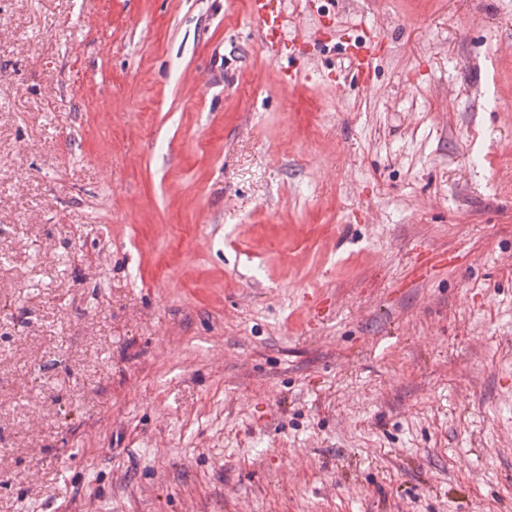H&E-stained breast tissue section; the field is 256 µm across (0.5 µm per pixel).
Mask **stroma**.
Masks as SVG:
<instances>
[{"label": "stroma", "instance_id": "obj_1", "mask_svg": "<svg viewBox=\"0 0 512 512\" xmlns=\"http://www.w3.org/2000/svg\"><path fill=\"white\" fill-rule=\"evenodd\" d=\"M298 18L0 0V512H512V0ZM248 10L264 42L288 44L286 33L295 24L296 15L287 11L285 0H248Z\"/></svg>", "mask_w": 512, "mask_h": 512}]
</instances>
